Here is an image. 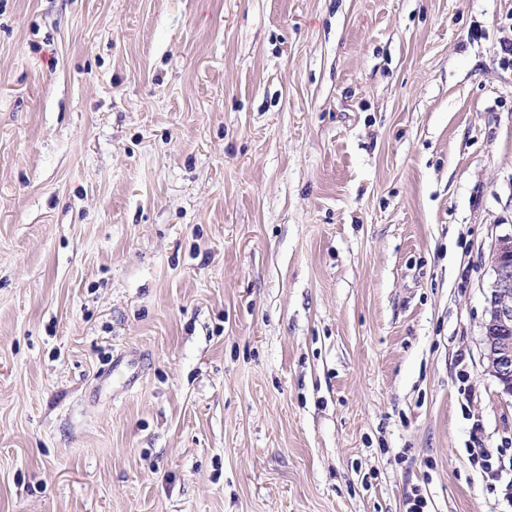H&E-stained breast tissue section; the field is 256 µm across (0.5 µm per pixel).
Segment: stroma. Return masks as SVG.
<instances>
[{"mask_svg": "<svg viewBox=\"0 0 512 512\" xmlns=\"http://www.w3.org/2000/svg\"><path fill=\"white\" fill-rule=\"evenodd\" d=\"M512 0H0V512H512L482 324Z\"/></svg>", "mask_w": 512, "mask_h": 512, "instance_id": "35a3bbf8", "label": "stroma"}]
</instances>
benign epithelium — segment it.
<instances>
[{
	"mask_svg": "<svg viewBox=\"0 0 512 512\" xmlns=\"http://www.w3.org/2000/svg\"><path fill=\"white\" fill-rule=\"evenodd\" d=\"M492 281L486 293L484 356L494 365L493 374L501 392L512 396V341L500 330L512 333V236L497 240L492 251Z\"/></svg>",
	"mask_w": 512,
	"mask_h": 512,
	"instance_id": "7a95c632",
	"label": "benign epithelium"
}]
</instances>
